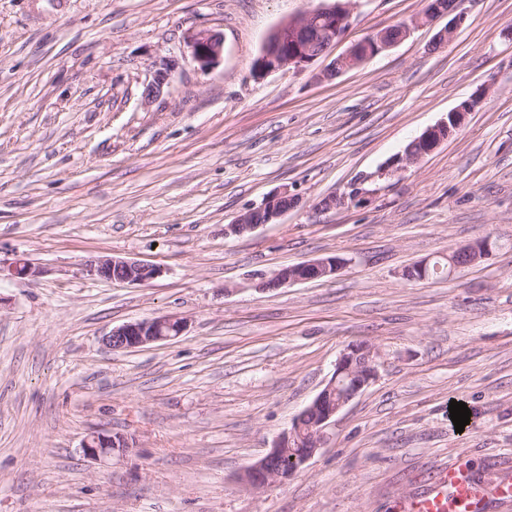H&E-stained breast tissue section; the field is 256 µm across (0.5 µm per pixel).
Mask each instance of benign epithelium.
<instances>
[{"instance_id":"7a95c632","label":"benign epithelium","mask_w":512,"mask_h":512,"mask_svg":"<svg viewBox=\"0 0 512 512\" xmlns=\"http://www.w3.org/2000/svg\"><path fill=\"white\" fill-rule=\"evenodd\" d=\"M464 0H426L422 14L411 22H400L353 44L346 52L336 56L324 75L333 77L357 67L378 53L394 46L405 38L411 27L431 23L445 16H452V24L438 33V42L448 40L463 20L458 11ZM349 10L346 5L323 4L304 14L280 24L273 38L266 40L260 56L262 70L271 72L284 68L305 70L317 59L328 55L348 27ZM189 46L193 61L203 71L219 65L224 56V38L209 30H199L190 36ZM177 63L163 59L155 64L152 82L147 86L145 97L152 99L168 82ZM483 100L478 93L462 101L448 112L447 118L427 129L406 148L403 161L415 162L433 152L465 121L466 116ZM298 203V198L283 191L272 195L263 205L240 214L228 225L225 232L241 235L276 220ZM492 254L489 241L481 240L461 248L448 256L450 270H455L489 257ZM346 262L331 257L288 266L273 273L259 284V289L270 290L290 282H302L335 275ZM87 275L101 280L119 283L145 284L160 274V269L136 260L99 256L85 264ZM185 322L176 317H158L129 322L112 329L105 337L110 349L125 350L142 345L174 339L182 335ZM380 355L371 345L353 344L340 356L335 370L316 397L292 422L272 449L249 466L241 475V485L261 489L271 483L285 482L326 443L327 429L336 415L378 375ZM114 438L102 433L91 436L84 443L85 451L92 457L109 454ZM297 449L291 458L293 467L286 471L280 464L285 449Z\"/></svg>"}]
</instances>
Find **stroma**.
I'll use <instances>...</instances> for the list:
<instances>
[{"mask_svg":"<svg viewBox=\"0 0 512 512\" xmlns=\"http://www.w3.org/2000/svg\"><path fill=\"white\" fill-rule=\"evenodd\" d=\"M320 2L0 0V512H402L444 468L487 487L481 512H512L491 491L512 475V0H463L447 43L442 17L332 80L327 56L257 75L270 32ZM423 9L352 0L336 50ZM201 29L224 36L210 71L188 44ZM480 88L453 136L387 172ZM282 190L296 207L225 235ZM488 236V259L402 277ZM101 255L160 274L96 280L84 264ZM333 256V277L256 288ZM21 258L34 275H13ZM163 316L183 334L104 342ZM360 341L379 376L324 447L242 487ZM453 400L472 413L460 433ZM96 433L129 447L88 456ZM154 67L152 82L147 86L145 92V97L149 100L160 93L162 87L168 82L172 73L175 72L177 63L175 60L163 59L155 63ZM185 326L181 318L168 316L129 322L113 328L105 337V343L114 351L135 348L177 338L182 335Z\"/></svg>","mask_w":512,"mask_h":512,"instance_id":"obj_1","label":"stroma"}]
</instances>
